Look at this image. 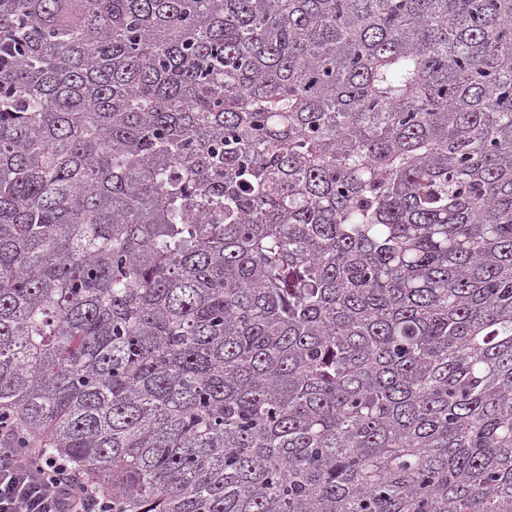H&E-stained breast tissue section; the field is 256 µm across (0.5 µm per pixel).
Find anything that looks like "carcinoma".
<instances>
[{
    "instance_id": "1",
    "label": "carcinoma",
    "mask_w": 512,
    "mask_h": 512,
    "mask_svg": "<svg viewBox=\"0 0 512 512\" xmlns=\"http://www.w3.org/2000/svg\"><path fill=\"white\" fill-rule=\"evenodd\" d=\"M112 512H512V0H0V414Z\"/></svg>"
}]
</instances>
